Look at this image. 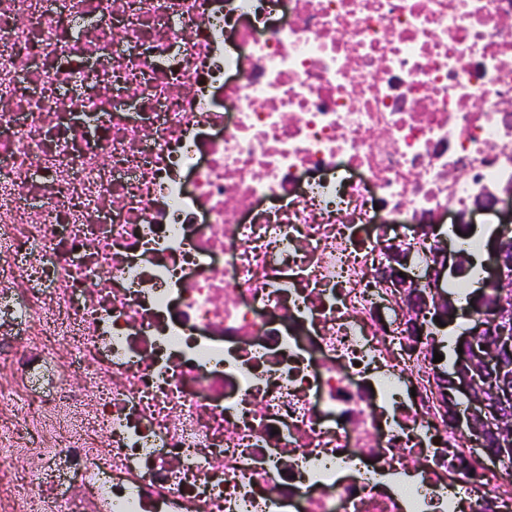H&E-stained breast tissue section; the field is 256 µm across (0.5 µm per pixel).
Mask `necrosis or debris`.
Here are the masks:
<instances>
[{
	"label": "necrosis or debris",
	"instance_id": "necrosis-or-debris-1",
	"mask_svg": "<svg viewBox=\"0 0 512 512\" xmlns=\"http://www.w3.org/2000/svg\"><path fill=\"white\" fill-rule=\"evenodd\" d=\"M512 189V0H0V512H512L434 359Z\"/></svg>",
	"mask_w": 512,
	"mask_h": 512
}]
</instances>
